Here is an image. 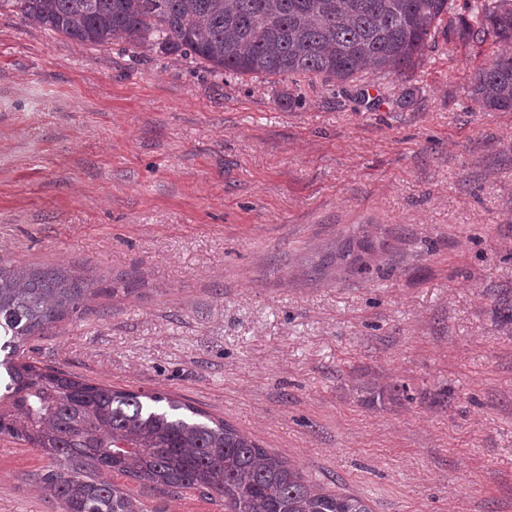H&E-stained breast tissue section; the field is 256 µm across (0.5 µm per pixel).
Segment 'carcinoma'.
<instances>
[{"instance_id": "1", "label": "carcinoma", "mask_w": 512, "mask_h": 512, "mask_svg": "<svg viewBox=\"0 0 512 512\" xmlns=\"http://www.w3.org/2000/svg\"><path fill=\"white\" fill-rule=\"evenodd\" d=\"M449 0H0V11L81 45L124 40L214 72L346 83L369 68L402 75L424 56ZM512 42V0H475L456 35ZM486 112L512 111V53L470 81ZM94 288L53 269L0 264V436L52 466L31 479L60 512H148L112 476L195 490L224 512H371L353 494L312 485L303 466L162 392L90 383L19 355L33 336L80 320ZM409 399L407 386L370 399Z\"/></svg>"}]
</instances>
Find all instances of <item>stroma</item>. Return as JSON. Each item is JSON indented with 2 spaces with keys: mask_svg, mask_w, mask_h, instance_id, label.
<instances>
[{
  "mask_svg": "<svg viewBox=\"0 0 512 512\" xmlns=\"http://www.w3.org/2000/svg\"><path fill=\"white\" fill-rule=\"evenodd\" d=\"M467 14L407 75L338 85L1 13L0 263L120 289L26 356L223 418L373 512H512V112L467 96L505 49L449 38ZM363 229L374 252L333 261ZM48 464L0 437V512H58Z\"/></svg>",
  "mask_w": 512,
  "mask_h": 512,
  "instance_id": "stroma-1",
  "label": "stroma"
}]
</instances>
